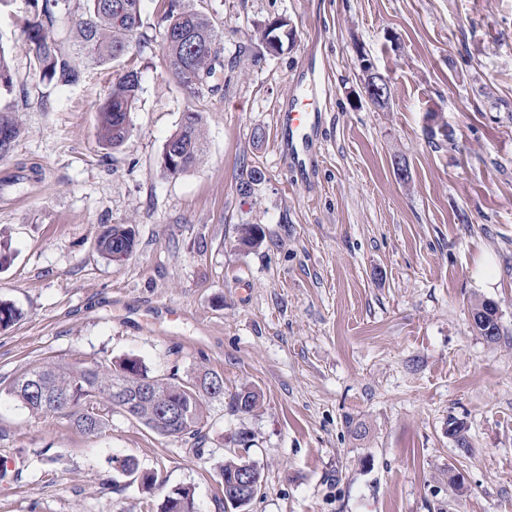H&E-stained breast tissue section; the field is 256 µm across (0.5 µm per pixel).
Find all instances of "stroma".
I'll list each match as a JSON object with an SVG mask.
<instances>
[{"label": "stroma", "mask_w": 512, "mask_h": 512, "mask_svg": "<svg viewBox=\"0 0 512 512\" xmlns=\"http://www.w3.org/2000/svg\"><path fill=\"white\" fill-rule=\"evenodd\" d=\"M194 6L224 59L196 99L166 67L161 0H145V43L69 87L30 71L25 0L0 13L23 127L0 158V300L21 313L0 330V512H157L179 488L224 512L216 467L241 449L263 473L246 512H512V0ZM279 17L289 36L270 53L250 36ZM311 57L329 94L303 178L278 129ZM363 57L389 83L386 107L362 92ZM130 67L142 84L130 135L101 148L97 108ZM189 109L206 151L172 177L163 146ZM253 169L263 178L243 193ZM111 224L136 231L119 264L95 249ZM243 224L262 228L259 247L238 248ZM489 257L490 287L476 276ZM479 300L498 308L495 341L472 328ZM74 357H133L181 379L209 369L224 399L197 444L120 412L88 435L8 395L29 367ZM244 385L262 395L256 413L230 407ZM116 456L155 472L154 493ZM452 471L464 492L449 490Z\"/></svg>", "instance_id": "stroma-1"}]
</instances>
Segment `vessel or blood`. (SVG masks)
I'll list each match as a JSON object with an SVG mask.
<instances>
[{"mask_svg": "<svg viewBox=\"0 0 512 512\" xmlns=\"http://www.w3.org/2000/svg\"><path fill=\"white\" fill-rule=\"evenodd\" d=\"M315 73V64H308L288 110L280 116V143L288 152L289 165L301 171L313 163L315 132L322 120L320 110L309 104L318 93Z\"/></svg>", "mask_w": 512, "mask_h": 512, "instance_id": "vessel-or-blood-1", "label": "vessel or blood"}]
</instances>
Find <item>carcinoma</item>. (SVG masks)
Instances as JSON below:
<instances>
[{"mask_svg": "<svg viewBox=\"0 0 512 512\" xmlns=\"http://www.w3.org/2000/svg\"><path fill=\"white\" fill-rule=\"evenodd\" d=\"M32 10L25 20L30 69L40 80L60 86L77 84L83 69L90 65H108L125 57L134 43L141 42L139 29L144 0H83L82 13L72 24L54 29L57 15L65 5L63 0H27ZM161 21L164 23L163 55L172 76L190 98H198L209 87L217 68L224 67L218 47V32L211 18L197 10L187 0H168ZM15 90L10 57L0 44V153L14 149L22 134L15 104L8 100ZM141 92V75L134 68L126 70L112 83L98 107L97 138L105 149H116L128 138L132 129L131 114ZM203 119L200 113L186 110L178 128L166 140L163 149L172 146L182 158V166L172 167L167 159L161 166L165 173L175 175L196 166L203 154ZM261 228H245L238 239L244 249L260 245ZM97 251L113 262L129 259L135 250V231L127 224H114L96 241ZM472 316L484 317L493 323L487 332L480 323L474 330L490 341L500 334L497 307L486 301L473 305ZM39 380L40 390L31 382ZM224 379L216 372L205 370L187 381L175 376L149 374L138 359L125 358L102 366L89 365L82 360L50 362L36 365L9 387V393L33 415H60L90 435L100 434L109 422L112 412L124 408L112 404V390L121 386L130 393L141 388L151 396L140 398L126 415L162 436L197 438L207 418L206 410L219 400L218 389ZM176 407L172 417L161 415L159 403ZM261 406V395L250 387H243L232 399L231 407L243 414L256 412ZM448 435L462 447H469L464 423L448 420ZM245 460L237 454L225 458L217 467L225 489L233 486L234 477ZM117 469L140 484L149 493L157 483L155 473L140 467L133 457L116 459ZM159 512H198L194 494L181 489L168 496Z\"/></svg>", "mask_w": 512, "mask_h": 512, "instance_id": "obj_1", "label": "carcinoma"}]
</instances>
